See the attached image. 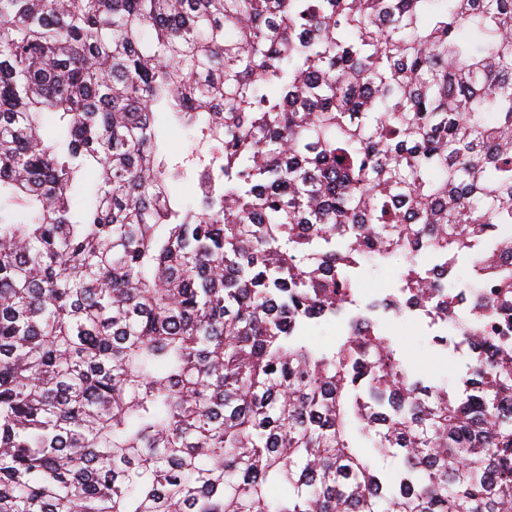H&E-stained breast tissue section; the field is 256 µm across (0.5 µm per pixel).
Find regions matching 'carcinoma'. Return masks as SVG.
Here are the masks:
<instances>
[{
    "instance_id": "carcinoma-1",
    "label": "carcinoma",
    "mask_w": 512,
    "mask_h": 512,
    "mask_svg": "<svg viewBox=\"0 0 512 512\" xmlns=\"http://www.w3.org/2000/svg\"><path fill=\"white\" fill-rule=\"evenodd\" d=\"M0 512H512V0H0ZM402 261H394L389 265L379 266L372 268L371 266H364L361 269L362 280L368 287L363 289L364 297L379 298L384 293V288H392L400 275V268ZM369 288H379L371 291ZM416 319L426 326L415 324L411 319L391 321L383 317L381 323L393 337L399 349L410 350L414 368L425 373L427 378L440 385H448V389L456 388L468 371V360L460 353L451 354L439 351L431 344L434 334L433 327L445 328L448 334L452 323L443 314L434 313V307L428 305L413 312ZM402 350V351H405ZM344 330L341 322L335 319H321L313 321L302 334L309 343L321 348H330Z\"/></svg>"
}]
</instances>
